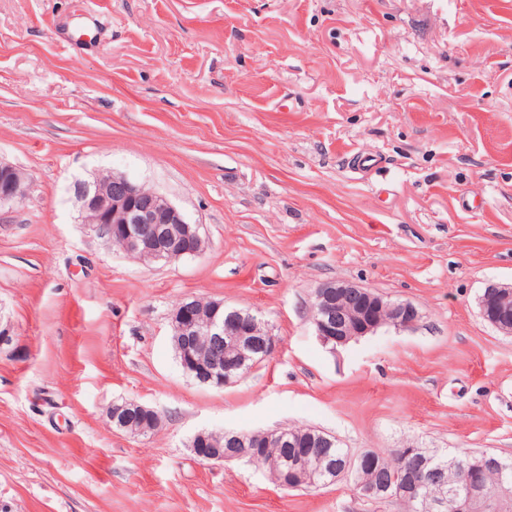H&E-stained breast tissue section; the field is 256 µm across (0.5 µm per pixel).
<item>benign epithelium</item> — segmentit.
Instances as JSON below:
<instances>
[{"label": "benign epithelium", "mask_w": 512, "mask_h": 512, "mask_svg": "<svg viewBox=\"0 0 512 512\" xmlns=\"http://www.w3.org/2000/svg\"><path fill=\"white\" fill-rule=\"evenodd\" d=\"M27 190V175L18 167L0 160V206L21 201ZM82 223L125 256L142 262L173 260L195 256L204 250L199 227L187 222L184 214L165 195L129 180L112 171L98 172L75 186ZM512 307V284H490L479 300L482 317L512 334V322L504 312ZM311 318L316 336L324 345L336 347L352 339L375 333L383 326L407 328L419 319L418 310L409 303L394 302L349 282L322 285L314 295ZM173 336L182 343L181 366L185 373L194 374L216 388L241 369L233 362H224V340L238 349H258L263 356L274 353L276 344L268 331L259 330L257 318L250 312L226 310L220 301L198 298L179 302L171 313ZM151 417V430L161 425L157 412L135 401L113 403L108 409L112 426L133 436L145 432L138 417ZM252 434L241 432L233 436L237 447L224 449L219 445L203 452H193L206 461L240 460L251 454ZM374 461L365 452L347 459L333 469L337 478L352 477L355 490L364 498L382 493L375 486L360 480L362 471ZM483 462L473 459L465 473L469 494L448 501L451 512H484L479 508ZM407 481L396 487V497L402 499L417 486L436 478L437 470L425 465L406 470Z\"/></svg>", "instance_id": "7a95c632"}]
</instances>
